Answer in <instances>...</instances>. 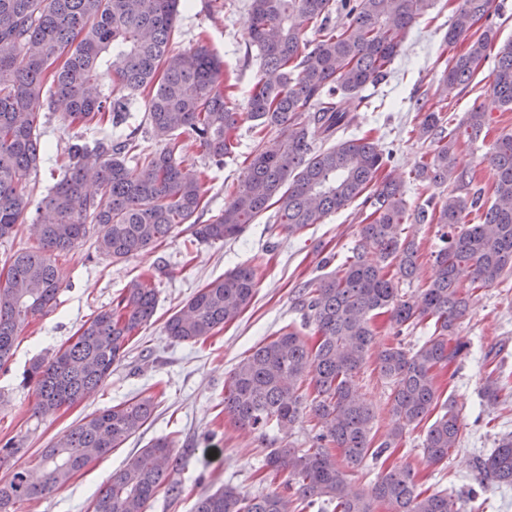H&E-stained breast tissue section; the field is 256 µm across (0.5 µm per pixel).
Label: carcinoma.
Wrapping results in <instances>:
<instances>
[{"label": "carcinoma", "instance_id": "carcinoma-1", "mask_svg": "<svg viewBox=\"0 0 512 512\" xmlns=\"http://www.w3.org/2000/svg\"><path fill=\"white\" fill-rule=\"evenodd\" d=\"M183 0H0V239L24 223L31 175L42 161L39 118L54 99L66 104V120L89 129L109 123L112 133L69 144L68 164L37 208L39 247L18 250L4 261L0 279V367L14 355L25 323L57 305L63 273L54 255L95 235L96 250L114 262L134 258L161 244L180 224L190 225L198 244L235 240L262 213L290 232H299L363 198L370 222L360 225L353 255L333 271L309 282L296 307L314 326L308 346L283 329L242 359L224 386V414L250 431L272 425L291 428L309 412L319 427L310 448H272L265 465L288 474L286 491L254 496L226 485L198 497L194 512H465V500L447 490L420 491L408 467L387 471L367 491L354 488L345 469L398 446L409 430L426 426L423 454L430 465L448 460L458 447V414L440 401L434 371L467 354L448 346L466 317L472 290L512 276V135L497 138L489 153L493 170L486 198L471 170L458 168L459 136L480 138L488 113L472 107L454 128L440 113H423L416 137L436 143L415 179L449 188L408 213L405 187L389 176L377 180L393 153L368 137L347 138L351 119L337 107L339 96H356L388 82L401 43L433 0H250L247 49H256L261 74L244 108L233 102L224 62L200 40L189 50L172 48ZM494 0H458L446 34L448 46L468 42L443 71L446 96L466 88L496 38ZM319 34L314 44L302 27ZM109 79L111 86L104 84ZM491 89L501 106L512 108V45L496 55ZM146 102V120L159 148L147 152L131 129L130 105ZM245 119L257 144L243 179L224 210L202 224L208 170H192L176 157L178 136L199 142L216 165L235 154ZM276 136L268 138L270 132ZM139 167L129 175L127 163ZM478 223L464 222V212ZM414 218L434 224L441 246L435 273L414 296L399 292L419 266L413 240L400 226ZM368 249L378 262L364 259ZM256 270L238 265L194 293L185 310L172 314L165 332L178 343L195 344L237 320L252 304ZM158 292L152 281L128 282L112 306L81 325L75 341L37 358L24 372L34 385L33 414L47 416L83 401L102 387L129 352V343L153 319ZM388 315L395 337L419 325L430 336L415 347L388 344L375 357L380 375L392 384L394 426L375 443L374 414L356 396V378L371 357L376 333L372 319ZM313 388L310 399L304 383ZM504 387L488 375L481 397L497 405ZM154 403L131 399L94 412L42 449L43 478L17 468L0 483V512L65 486L92 459L120 447L151 420ZM172 442L160 437L129 456L112 473L93 502V512H144L169 483ZM487 480L512 485V433L475 461Z\"/></svg>", "mask_w": 512, "mask_h": 512}]
</instances>
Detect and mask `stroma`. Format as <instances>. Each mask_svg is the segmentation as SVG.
I'll list each match as a JSON object with an SVG mask.
<instances>
[{
  "label": "stroma",
  "mask_w": 512,
  "mask_h": 512,
  "mask_svg": "<svg viewBox=\"0 0 512 512\" xmlns=\"http://www.w3.org/2000/svg\"><path fill=\"white\" fill-rule=\"evenodd\" d=\"M247 4L248 0H188L173 44L175 50L184 51L195 47L199 36H206L208 45L223 56L240 104L245 103L260 74L256 55L247 53L245 47ZM455 7L454 0H434L407 33L393 63L391 82L363 90L361 98L339 101L352 119L348 136L368 134L392 149L387 171L403 180L412 211L424 205L432 193L413 174L421 157L434 149L430 142L411 134L422 110L440 112L444 122L453 126L473 106L488 112L492 122L488 135L474 142L460 137L456 148L458 165L475 170L485 187L493 181L486 153L499 135L512 134V110L500 107L490 90L493 59L482 63L462 92L444 97L438 90L448 58L466 49L465 44L451 48L445 42ZM40 132L47 151L35 177L31 197L35 203L61 178L64 151L81 134L78 127L68 125L57 104L42 114ZM239 140L238 158L225 160L223 167L208 168L203 222L217 218L224 208L228 184L239 182L243 175L244 158L256 140L244 127L239 130ZM366 215V208L356 200L297 233L288 232L267 212L239 238L227 242L190 245L189 227L182 224L159 246L126 261L114 262L99 255L90 237L58 256L56 263L64 280L56 309L30 320L10 362L0 369V445L9 440L20 443L22 450L13 463L36 476L42 448L83 417L133 397L152 398L155 412L152 423L121 447L90 461L63 488L19 504L17 512H92L93 496L112 472L130 454L162 436L174 442L177 462L172 477L182 482L184 491L176 500L158 493L145 512H193L201 494L227 484L249 495L283 487L286 474L264 469V458L273 443L309 447L311 416L303 415L288 431L273 428L263 436L238 429L224 413V382L257 344L282 328H292L304 339H311L312 326L304 324L294 309L298 292L322 275V257L331 254L340 263L350 256ZM436 231L433 224L412 220L403 224L402 235L418 243L420 259L417 276L401 283L402 294H417L430 282L432 254L440 245ZM240 264L254 267L260 280L251 306L203 342H173L164 331L167 318L199 288ZM146 273L155 276L158 307L151 323L134 338L125 360L90 398L48 416H34V388L23 381L33 359L67 345L83 322L108 308L127 282ZM454 338L467 343L469 352L439 370L438 382L459 411L458 448L446 463L428 465L422 451L423 431L418 428L405 435L387 460L366 461L361 468L348 471L347 479L366 490L388 470L408 465L417 471L421 487L447 488L465 495L477 490L478 496L469 498L466 512H512V488L483 480L473 466L475 456L489 453L502 434L512 432V278L474 292L471 310ZM496 368L502 371L503 398L496 407L480 408L481 387ZM391 389V383L373 365H366L359 375L358 393L374 412V430L380 438L392 424Z\"/></svg>",
  "instance_id": "1"
}]
</instances>
